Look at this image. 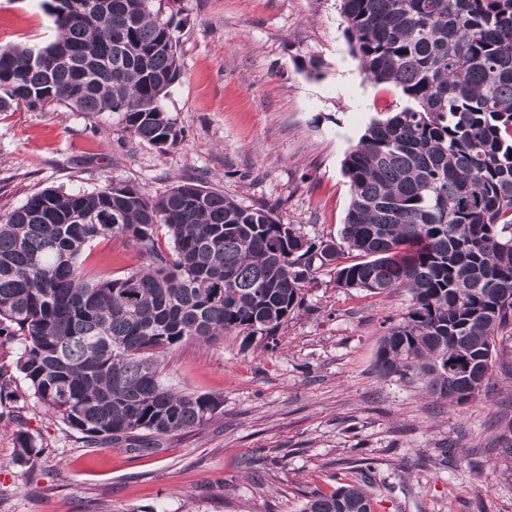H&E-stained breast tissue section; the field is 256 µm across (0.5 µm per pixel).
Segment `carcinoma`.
<instances>
[{
  "instance_id": "obj_1",
  "label": "carcinoma",
  "mask_w": 512,
  "mask_h": 512,
  "mask_svg": "<svg viewBox=\"0 0 512 512\" xmlns=\"http://www.w3.org/2000/svg\"><path fill=\"white\" fill-rule=\"evenodd\" d=\"M154 0H55L56 38L0 45V111L123 112L131 134L182 140L163 100L181 74ZM352 56L406 104L347 151L342 244L316 243L269 205L200 182L153 198L129 183L45 188L0 213V336H17L33 397L87 445L151 448L222 406L164 385L160 357L227 333L275 336L305 281L336 266L341 288L411 300L381 338L378 371L461 406L492 386L512 329V0H340ZM165 230L162 245L158 230ZM121 238L142 263L88 270L85 247ZM465 359L468 376L450 378ZM17 459L37 455L18 435ZM303 512H376L359 484L314 492Z\"/></svg>"
}]
</instances>
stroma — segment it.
<instances>
[{
  "mask_svg": "<svg viewBox=\"0 0 512 512\" xmlns=\"http://www.w3.org/2000/svg\"><path fill=\"white\" fill-rule=\"evenodd\" d=\"M52 0H0V45L55 35ZM340 0H155L173 20L182 74L164 108L167 149L130 135L123 113L0 112V212L46 187L91 193L127 182L150 196L193 180L246 205H273L307 238L339 240L346 151L400 110V91L361 73ZM88 268L121 277L140 259L93 242ZM406 289L368 294L318 271L276 339L227 335L165 356V384L223 405L193 431L131 450L85 446L41 407L0 343V512H302L309 495L371 472L378 512H512V372L493 365L487 398L453 407L376 367ZM37 449L16 458L17 434Z\"/></svg>",
  "mask_w": 512,
  "mask_h": 512,
  "instance_id": "35a3bbf8",
  "label": "stroma"
}]
</instances>
